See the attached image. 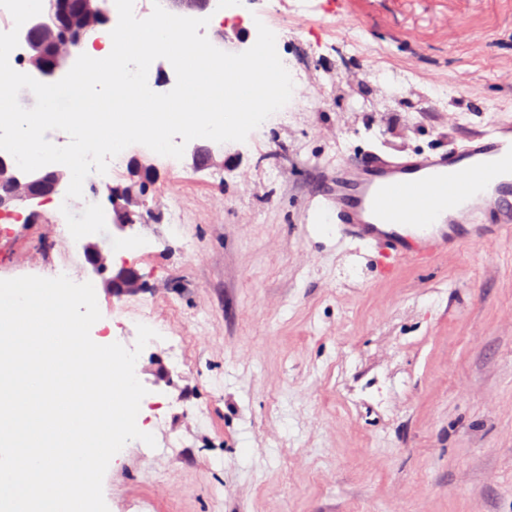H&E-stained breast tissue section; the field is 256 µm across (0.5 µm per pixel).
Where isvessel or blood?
<instances>
[{"label":"vessel or blood","mask_w":512,"mask_h":512,"mask_svg":"<svg viewBox=\"0 0 512 512\" xmlns=\"http://www.w3.org/2000/svg\"><path fill=\"white\" fill-rule=\"evenodd\" d=\"M466 141L439 152L345 157L309 207L338 241L371 244L396 262L499 239L512 231V122H491Z\"/></svg>","instance_id":"obj_1"}]
</instances>
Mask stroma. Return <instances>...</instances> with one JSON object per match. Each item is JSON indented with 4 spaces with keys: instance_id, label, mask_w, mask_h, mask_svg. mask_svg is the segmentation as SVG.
I'll return each mask as SVG.
<instances>
[{
    "instance_id": "stroma-1",
    "label": "stroma",
    "mask_w": 512,
    "mask_h": 512,
    "mask_svg": "<svg viewBox=\"0 0 512 512\" xmlns=\"http://www.w3.org/2000/svg\"><path fill=\"white\" fill-rule=\"evenodd\" d=\"M281 34L294 95L213 160L131 145L158 181L128 231L146 284L97 286L94 342L138 358L155 446L128 442L109 512H512V236L378 271L372 247L306 222L357 149L461 145L512 118V0H239L213 30ZM0 223V279L92 280L51 203ZM159 362L167 373L156 382Z\"/></svg>"
}]
</instances>
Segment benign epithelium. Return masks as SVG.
<instances>
[{"mask_svg":"<svg viewBox=\"0 0 512 512\" xmlns=\"http://www.w3.org/2000/svg\"><path fill=\"white\" fill-rule=\"evenodd\" d=\"M93 13L90 0H50L49 9L31 18L28 26L19 31V43L24 49L22 60L28 65V73L45 83L60 80L62 64L75 59V49L94 25ZM7 173L10 177L0 190V215L20 199L39 204L51 200L66 181V173L61 170L45 167L25 173L0 155V176ZM106 191L112 231L122 235L133 228L129 198L110 185ZM84 254L92 273L101 277L112 293L129 295L143 288L141 277L133 267L125 263L114 265L95 243H85Z\"/></svg>","mask_w":512,"mask_h":512,"instance_id":"obj_1","label":"benign epithelium"}]
</instances>
